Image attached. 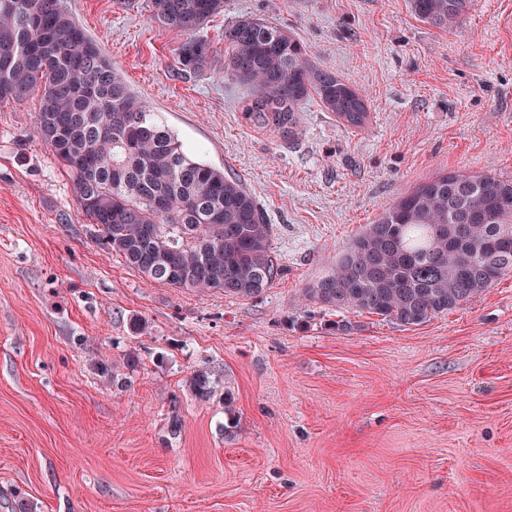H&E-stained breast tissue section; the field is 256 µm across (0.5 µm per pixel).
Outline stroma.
Wrapping results in <instances>:
<instances>
[{
  "label": "stroma",
  "instance_id": "obj_1",
  "mask_svg": "<svg viewBox=\"0 0 512 512\" xmlns=\"http://www.w3.org/2000/svg\"><path fill=\"white\" fill-rule=\"evenodd\" d=\"M149 2L61 5L195 159L249 190L282 274L246 300L148 282L91 236L35 98L0 106V512H512V277L412 328L301 301L438 171L512 180V0H470L449 31L408 0H226L199 71ZM242 15L353 85L366 125L315 97L293 133L247 122L252 90L224 77ZM199 370L221 387L207 402L186 387Z\"/></svg>",
  "mask_w": 512,
  "mask_h": 512
}]
</instances>
